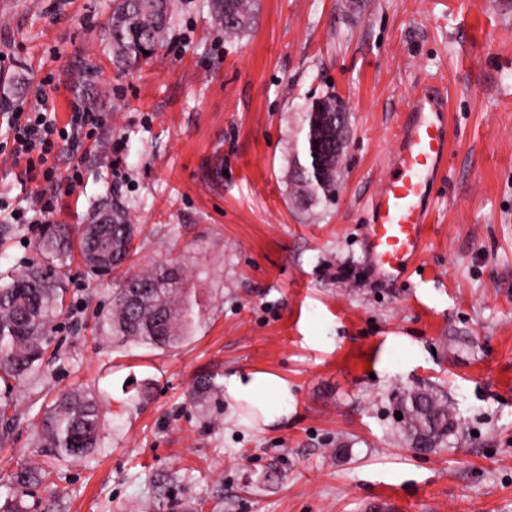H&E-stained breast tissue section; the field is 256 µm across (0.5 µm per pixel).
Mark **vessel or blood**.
<instances>
[{
	"mask_svg": "<svg viewBox=\"0 0 512 512\" xmlns=\"http://www.w3.org/2000/svg\"><path fill=\"white\" fill-rule=\"evenodd\" d=\"M395 138L398 151L372 201L367 237L372 263L387 275L406 272L423 250L430 181L447 153L445 107L436 91L411 100Z\"/></svg>",
	"mask_w": 512,
	"mask_h": 512,
	"instance_id": "vessel-or-blood-1",
	"label": "vessel or blood"
}]
</instances>
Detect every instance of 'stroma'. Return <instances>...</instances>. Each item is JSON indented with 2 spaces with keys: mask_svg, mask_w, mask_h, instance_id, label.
<instances>
[{
  "mask_svg": "<svg viewBox=\"0 0 512 512\" xmlns=\"http://www.w3.org/2000/svg\"><path fill=\"white\" fill-rule=\"evenodd\" d=\"M229 37L207 0H182L166 46L120 71L104 39L112 0H0V97L37 105L51 78L59 121L72 95L105 113L103 141L59 152L80 168L49 221L85 223L103 197L140 230L130 271L180 267L195 303L182 341L112 335L114 281L71 257L54 359L15 386L0 476L44 460L34 429L53 391L86 389L98 448L62 463L39 495L56 512H512V0H258ZM448 99L416 267L387 277L364 247L393 131L416 91ZM349 114L330 197L291 179L311 101ZM0 154V200L28 207L43 183ZM42 230L0 214V272L38 262ZM271 371L294 396L269 428L237 424L224 380ZM215 389L197 398L193 383ZM443 396L460 419L421 454L397 420L405 394Z\"/></svg>",
  "mask_w": 512,
  "mask_h": 512,
  "instance_id": "obj_1",
  "label": "stroma"
}]
</instances>
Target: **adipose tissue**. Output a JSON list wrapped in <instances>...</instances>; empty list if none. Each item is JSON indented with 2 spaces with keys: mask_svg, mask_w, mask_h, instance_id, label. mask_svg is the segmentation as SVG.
<instances>
[{
  "mask_svg": "<svg viewBox=\"0 0 512 512\" xmlns=\"http://www.w3.org/2000/svg\"><path fill=\"white\" fill-rule=\"evenodd\" d=\"M224 385L233 408L250 407L264 425L287 418L292 390L279 374L268 371L234 374L225 378Z\"/></svg>",
  "mask_w": 512,
  "mask_h": 512,
  "instance_id": "adipose-tissue-1",
  "label": "adipose tissue"
}]
</instances>
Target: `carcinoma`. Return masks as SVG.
<instances>
[{
	"mask_svg": "<svg viewBox=\"0 0 512 512\" xmlns=\"http://www.w3.org/2000/svg\"><path fill=\"white\" fill-rule=\"evenodd\" d=\"M181 0H112V16L104 32L112 44L114 61L133 68L164 47L169 25ZM215 25L227 36H240L251 28L255 0H209ZM341 105L333 96L315 100L305 108L307 132L305 163L297 164L293 180L310 196L327 197L336 189V167L341 155L331 153L330 178L320 183L302 175L310 167V149H323L335 141L331 117ZM137 229L128 212L105 200L94 206L89 220L77 228V236L65 225L53 226L37 243L42 263L9 275L0 285V382L5 393L40 371L45 344L64 309L66 289L54 277V269L72 255V241L85 266L98 275H110L126 264ZM180 269L158 263L125 276L112 289V301L104 318L112 335L127 341L168 347L184 334L190 310L181 293ZM411 444L437 448L448 440L458 421L448 420V402L429 391L410 392L401 402ZM102 415L96 401L81 391L59 393L44 414L39 430L45 455L60 460L83 459L99 444ZM50 472L43 467H22L8 477L12 493L0 512H55V500L36 497Z\"/></svg>",
	"mask_w": 512,
	"mask_h": 512,
	"instance_id": "cac0c4a2",
	"label": "carcinoma"
}]
</instances>
